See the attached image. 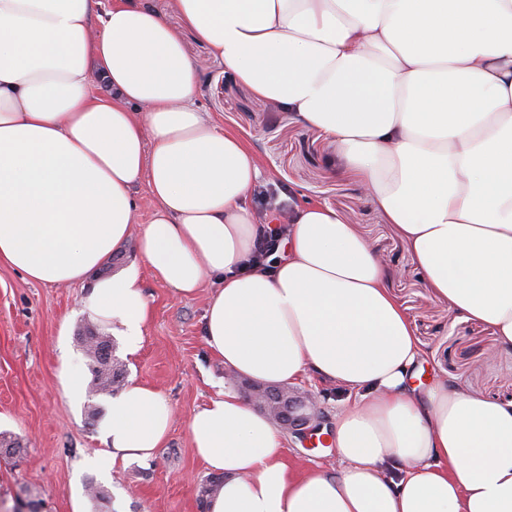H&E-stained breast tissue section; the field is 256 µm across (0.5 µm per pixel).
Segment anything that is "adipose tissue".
Masks as SVG:
<instances>
[{"mask_svg": "<svg viewBox=\"0 0 512 512\" xmlns=\"http://www.w3.org/2000/svg\"><path fill=\"white\" fill-rule=\"evenodd\" d=\"M255 97L336 152L394 224L431 298L512 349V0H171ZM197 68L148 0H0V263L88 284L84 311L136 353L137 237L179 297L216 278L205 342L266 385H337L338 464L294 470L285 436L232 390L191 416L224 482L208 512H512V401L437 380L366 238L325 203L257 223L253 151L196 104ZM156 203L136 222L133 188ZM276 238L263 260L262 243ZM173 412L137 381L96 464L150 461Z\"/></svg>", "mask_w": 512, "mask_h": 512, "instance_id": "1", "label": "adipose tissue"}]
</instances>
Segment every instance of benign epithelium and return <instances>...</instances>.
Here are the masks:
<instances>
[{"mask_svg":"<svg viewBox=\"0 0 512 512\" xmlns=\"http://www.w3.org/2000/svg\"><path fill=\"white\" fill-rule=\"evenodd\" d=\"M249 398L260 412L268 415L292 438L308 447L316 442L313 432L321 429L322 411L318 396L300 388L247 386Z\"/></svg>","mask_w":512,"mask_h":512,"instance_id":"obj_1","label":"benign epithelium"}]
</instances>
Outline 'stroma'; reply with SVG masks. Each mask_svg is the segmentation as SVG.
<instances>
[{"label": "stroma", "instance_id": "1", "mask_svg": "<svg viewBox=\"0 0 512 512\" xmlns=\"http://www.w3.org/2000/svg\"><path fill=\"white\" fill-rule=\"evenodd\" d=\"M179 29L187 53L197 64V103L225 130L239 135L255 153L262 175L250 196L254 214L262 212L261 191H277L287 206L305 201L329 204L353 220L389 270L388 286L403 303L426 352L430 374L493 401L512 400V349L496 348L492 329L482 323L452 320L445 305L422 288L406 243L383 213L360 194L352 177L337 174L336 158L312 131L288 113L260 100L225 72L209 48L183 30L169 0H150ZM138 266L150 305L141 347L126 352L115 338V354L128 379L154 387L167 398L173 419L153 460L115 468L105 477L89 460L104 445L91 407L108 397L85 394L73 399L59 382L62 365L90 380L88 360L77 341L87 323L80 285L29 282L0 264V512H14L20 490L39 493L43 512H71L73 497H86L88 482L108 490L109 502L89 503L91 512H200V486L210 472L191 445L188 421L221 388L234 386L230 370L213 357L203 336V314L210 296L204 287L191 298L172 295L142 265L127 245L118 268Z\"/></svg>", "mask_w": 512, "mask_h": 512}]
</instances>
